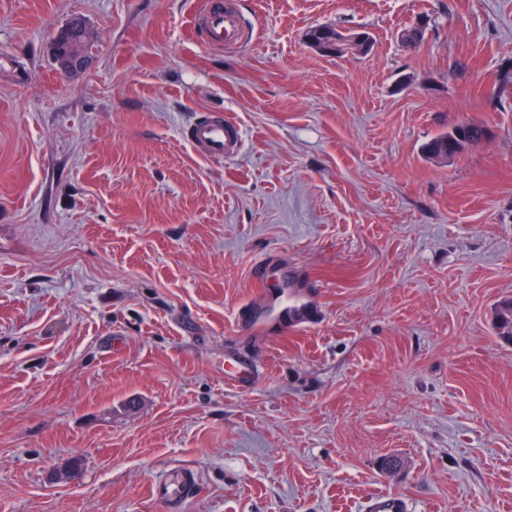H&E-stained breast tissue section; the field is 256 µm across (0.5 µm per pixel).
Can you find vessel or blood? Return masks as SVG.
<instances>
[{"label": "vessel or blood", "instance_id": "b4317fda", "mask_svg": "<svg viewBox=\"0 0 512 512\" xmlns=\"http://www.w3.org/2000/svg\"><path fill=\"white\" fill-rule=\"evenodd\" d=\"M194 30L209 48H236L244 41V24L237 0H202L194 17ZM183 138L199 157L230 159L236 156L242 143V129L229 114H205L197 117L182 132ZM321 317L308 293L300 285L271 291L261 288L260 298L243 304L237 322L251 331L275 337L285 331L315 324ZM235 370L228 379L236 390L251 388L257 371L244 358L234 361ZM196 483L192 470L183 469L159 484L155 492L170 502H185ZM370 512H409L406 500L393 493H381L369 502Z\"/></svg>", "mask_w": 512, "mask_h": 512}]
</instances>
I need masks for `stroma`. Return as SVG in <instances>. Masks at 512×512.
Listing matches in <instances>:
<instances>
[{
    "instance_id": "35a3bbf8",
    "label": "stroma",
    "mask_w": 512,
    "mask_h": 512,
    "mask_svg": "<svg viewBox=\"0 0 512 512\" xmlns=\"http://www.w3.org/2000/svg\"><path fill=\"white\" fill-rule=\"evenodd\" d=\"M198 2L0 0V512H512V0H238L224 51ZM317 24L373 48L322 56ZM209 112L233 160L183 140ZM463 122L490 138L423 154ZM269 261L319 323H235ZM180 468L176 511L151 489ZM193 27L201 41L212 49L236 48L244 41V24L236 0L201 1ZM183 138L199 157L231 159L242 143V129L229 114H204L182 132ZM234 372L228 378V384L236 390L247 391L253 385L257 371L245 358L233 360ZM369 512H408L407 501L400 495L393 493H381L369 502Z\"/></svg>"
}]
</instances>
